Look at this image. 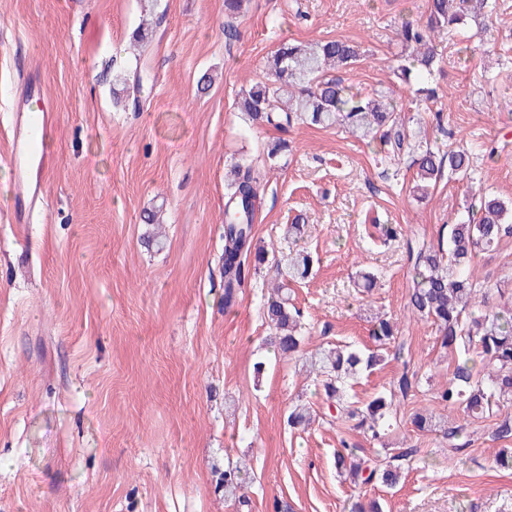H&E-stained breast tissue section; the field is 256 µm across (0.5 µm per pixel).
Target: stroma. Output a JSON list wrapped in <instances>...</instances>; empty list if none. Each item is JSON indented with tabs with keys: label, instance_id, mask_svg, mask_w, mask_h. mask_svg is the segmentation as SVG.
Segmentation results:
<instances>
[{
	"label": "stroma",
	"instance_id": "obj_1",
	"mask_svg": "<svg viewBox=\"0 0 512 512\" xmlns=\"http://www.w3.org/2000/svg\"><path fill=\"white\" fill-rule=\"evenodd\" d=\"M489 7L493 52L471 54L472 24L447 37L428 82L434 95L420 99L397 74L396 29L425 19L427 0H248L233 39L224 0H0V512H233L215 490L214 470L228 459L248 471L250 512H271L276 499L294 512H350L371 498L384 512H512L493 419L438 408L455 359L407 310L403 249L374 237L377 225L397 224L434 241L466 219L479 191L512 200V0ZM160 13L135 58L133 30ZM331 39L365 51L343 71L346 84L391 91L429 146L467 150L473 176L442 179L418 201L411 158L394 170L379 144L344 128L278 132L238 112L240 91L264 78L282 42ZM138 65L152 92L135 112L114 104L112 86ZM205 75L212 85L201 93ZM28 77L56 121L53 160L25 197L12 143ZM279 137L291 150L267 165L263 149ZM241 158L261 176L255 243L284 249L285 224L307 218L318 263L290 287L305 351L326 340L372 347L369 318L381 311L426 380L385 438L418 450L395 487L340 477L341 439L367 457L376 444L330 417L300 361H268L270 275L249 277L224 306V175ZM155 209L166 230L159 249L145 243L153 227L143 216ZM366 268L378 275L369 290L356 277ZM471 271L480 291L512 289V237L475 256ZM299 401L317 414L304 432L287 424ZM423 408L464 426L467 448L415 430Z\"/></svg>",
	"mask_w": 512,
	"mask_h": 512
}]
</instances>
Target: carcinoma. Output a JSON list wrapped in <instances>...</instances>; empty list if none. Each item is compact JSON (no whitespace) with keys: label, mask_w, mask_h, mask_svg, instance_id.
Instances as JSON below:
<instances>
[{"label":"carcinoma","mask_w":512,"mask_h":512,"mask_svg":"<svg viewBox=\"0 0 512 512\" xmlns=\"http://www.w3.org/2000/svg\"><path fill=\"white\" fill-rule=\"evenodd\" d=\"M243 6L244 0H224V33L230 39L236 36L232 20L240 15ZM470 20L477 22L480 32L487 31L488 0H427L426 21L401 22L397 35L410 55L398 71L405 82L419 84L415 94L432 96L434 90L425 86V80L437 61V40ZM360 58L359 47L342 39L284 43L268 58L265 80L240 92L237 108L250 119L277 130L300 123L339 126L364 139L389 144L395 152L407 148L414 154L416 181L412 193L417 198L426 197L429 187L446 173L464 177L471 174L466 151L425 147L420 129L408 130L399 123L397 115L402 108L388 91L378 89L364 94L336 77L335 71L353 66ZM115 82L123 84L122 92L132 98L135 111L151 92L138 69L116 75ZM259 190V174L253 162L241 159L231 165L224 210V307L235 305L249 257H254V272L269 267L274 284L273 293L263 304L264 319L270 328L266 345L274 355L290 359L301 352L305 326L300 310L290 303L286 284L307 279L312 273L313 257L307 247L298 245L305 234V220L298 215L284 227V239L296 247L271 255L253 245ZM511 236L512 201L484 194L478 198L477 217L448 225V235L439 236L437 243L411 238L405 242L412 272L407 308L413 316L436 326L441 348L461 355L448 385L436 393V399L446 407L461 409L474 420L489 418L501 405L512 403V292L499 291L507 301L489 305L487 294L477 295L470 265L476 252L494 248ZM371 337L380 349L392 350V357L397 360L409 351L400 340L398 323L382 315L373 324ZM472 354L480 358L481 369H476ZM303 360L306 372L339 417L373 440L384 438L392 426L394 402L407 400L420 387L421 379L404 362L389 390L363 403L350 395L349 387L355 377L384 361L378 351L326 343ZM315 420L306 405H296L288 413V424L296 429L305 430ZM411 422L420 432L437 428L450 441L463 433V426H438L433 415L427 413H413ZM492 437L512 441L511 416L498 419ZM415 453L412 447L400 448L384 468L367 470L356 460L355 448L344 440L342 449L336 452V469L355 484L378 480L392 486L401 476L403 462L411 460ZM244 484L241 468L232 462L218 471L217 486L224 491V499L241 507L249 505L241 493Z\"/></svg>","instance_id":"cac0c4a2"}]
</instances>
